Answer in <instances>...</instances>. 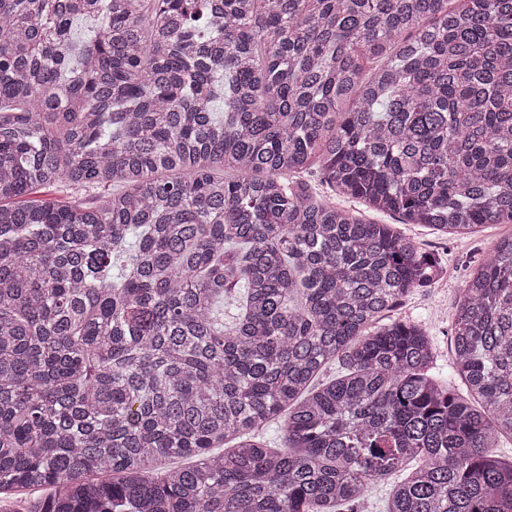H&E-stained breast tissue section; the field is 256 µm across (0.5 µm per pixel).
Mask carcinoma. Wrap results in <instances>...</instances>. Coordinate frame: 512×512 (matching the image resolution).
Returning a JSON list of instances; mask_svg holds the SVG:
<instances>
[{
	"label": "carcinoma",
	"mask_w": 512,
	"mask_h": 512,
	"mask_svg": "<svg viewBox=\"0 0 512 512\" xmlns=\"http://www.w3.org/2000/svg\"><path fill=\"white\" fill-rule=\"evenodd\" d=\"M450 2L0 0V494L512 512V235L456 307L463 393L385 320L436 259L300 178L444 235L512 223V0Z\"/></svg>",
	"instance_id": "obj_1"
}]
</instances>
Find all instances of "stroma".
<instances>
[{"instance_id":"1","label":"stroma","mask_w":512,"mask_h":512,"mask_svg":"<svg viewBox=\"0 0 512 512\" xmlns=\"http://www.w3.org/2000/svg\"><path fill=\"white\" fill-rule=\"evenodd\" d=\"M399 230L439 261L443 277L432 287L409 293L392 315L428 325L436 349L435 372L445 379L453 377L451 336L456 304L467 278L489 257L494 242L512 234V223L490 226L471 237L446 236L419 224H403Z\"/></svg>"}]
</instances>
